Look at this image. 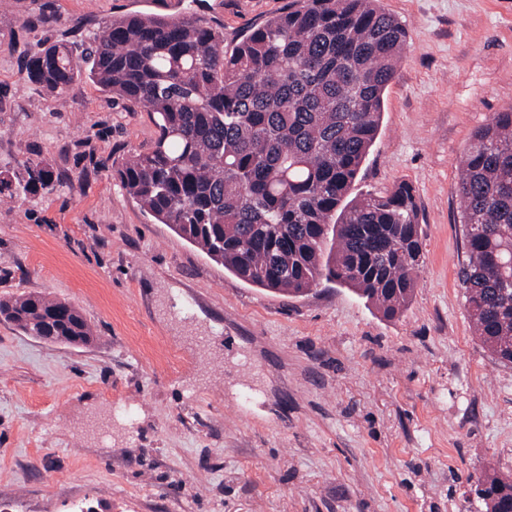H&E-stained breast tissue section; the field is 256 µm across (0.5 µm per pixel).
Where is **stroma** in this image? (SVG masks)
Wrapping results in <instances>:
<instances>
[{
  "label": "stroma",
  "instance_id": "obj_1",
  "mask_svg": "<svg viewBox=\"0 0 512 512\" xmlns=\"http://www.w3.org/2000/svg\"><path fill=\"white\" fill-rule=\"evenodd\" d=\"M288 2L0 0V171L55 173L0 204V297L69 302L94 332L66 345L0 318L6 512H485L471 479L512 477V365L475 336L457 278L462 155L512 107V0H381L408 46L353 192L411 184L425 254L392 319L332 283L285 296L225 271L118 178L154 141L149 112L25 73L41 44L79 47L113 16L197 14L230 46ZM27 179L18 180L15 183V190H22L24 193H35L39 188H47L54 181L53 170L44 165L42 161L28 160L25 164Z\"/></svg>",
  "mask_w": 512,
  "mask_h": 512
}]
</instances>
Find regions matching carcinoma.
I'll return each mask as SVG.
<instances>
[{
    "instance_id": "1",
    "label": "carcinoma",
    "mask_w": 512,
    "mask_h": 512,
    "mask_svg": "<svg viewBox=\"0 0 512 512\" xmlns=\"http://www.w3.org/2000/svg\"><path fill=\"white\" fill-rule=\"evenodd\" d=\"M407 46L380 0H291L232 49L194 14H130L103 22L77 52L54 43L27 77L62 96L86 77L144 106L153 147L117 169L126 192L161 224L238 279L301 296L332 282L394 318L424 266L411 185L351 196L379 132L384 98ZM467 260L458 270L482 344L512 364V108L479 128L461 160ZM0 194L54 181L40 161ZM27 336L55 330L87 345L79 310L42 295L0 298ZM473 492L485 512H512V480L485 471Z\"/></svg>"
}]
</instances>
